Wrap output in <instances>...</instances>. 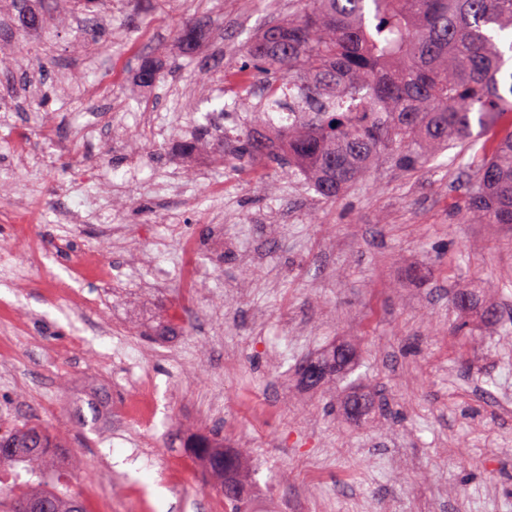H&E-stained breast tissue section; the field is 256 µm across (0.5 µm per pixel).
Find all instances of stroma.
I'll list each match as a JSON object with an SVG mask.
<instances>
[{"label": "stroma", "instance_id": "1", "mask_svg": "<svg viewBox=\"0 0 512 512\" xmlns=\"http://www.w3.org/2000/svg\"><path fill=\"white\" fill-rule=\"evenodd\" d=\"M42 2L24 34L0 0V249L16 247L21 205L40 248L24 281L0 278V431L54 427L88 512L223 505L187 463L208 431L245 459L256 512H512V453L486 454L512 450V225L463 223L452 152L413 171L382 157L330 203L271 171L254 185L210 146H180L249 33L300 0H103L91 27L73 0ZM186 20L202 34L190 57L173 35ZM113 57L116 82L99 76ZM147 60L162 74L149 88ZM89 85L109 106L90 105ZM82 178L94 208L57 220ZM186 237L205 240L212 272L190 296ZM86 248L110 255L112 282L74 273ZM346 344L350 369L300 381L301 362ZM356 390L376 401L358 418L345 410ZM102 393L112 417L75 424Z\"/></svg>", "mask_w": 512, "mask_h": 512}]
</instances>
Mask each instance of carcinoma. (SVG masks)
I'll list each match as a JSON object with an SVG mask.
<instances>
[{
  "label": "carcinoma",
  "mask_w": 512,
  "mask_h": 512,
  "mask_svg": "<svg viewBox=\"0 0 512 512\" xmlns=\"http://www.w3.org/2000/svg\"><path fill=\"white\" fill-rule=\"evenodd\" d=\"M310 7L247 41L230 68L234 97L220 111L258 113L239 132L224 169L268 162L284 178L304 177L309 190L332 201L359 181L380 155L414 170L457 146L475 147L512 112V0H309ZM21 30L40 14L12 0ZM191 57L199 33L188 20L175 30ZM258 105H252V99ZM464 217L475 224H512V130L481 151ZM354 355L336 348L315 360L344 370ZM62 444L41 423L0 432V471L29 479L0 493V512H27L45 501L50 512H85L67 473L43 475ZM190 448L207 459L224 490L238 458L199 435Z\"/></svg>",
  "instance_id": "obj_1"
}]
</instances>
